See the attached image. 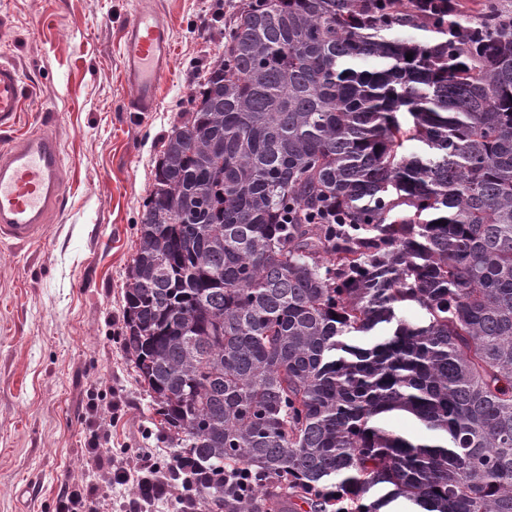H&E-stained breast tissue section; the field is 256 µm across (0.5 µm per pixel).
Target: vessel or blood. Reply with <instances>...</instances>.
<instances>
[{
	"label": "vessel or blood",
	"instance_id": "vessel-or-blood-1",
	"mask_svg": "<svg viewBox=\"0 0 512 512\" xmlns=\"http://www.w3.org/2000/svg\"><path fill=\"white\" fill-rule=\"evenodd\" d=\"M123 32V76L132 90L130 108L149 112L171 62L172 31L156 0H135ZM19 70L0 63V115L20 111ZM64 194L63 160L55 135L35 132L0 152V234L29 243L47 224Z\"/></svg>",
	"mask_w": 512,
	"mask_h": 512
}]
</instances>
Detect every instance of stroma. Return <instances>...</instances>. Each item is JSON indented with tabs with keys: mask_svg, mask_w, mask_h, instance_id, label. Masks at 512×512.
Returning <instances> with one entry per match:
<instances>
[{
	"mask_svg": "<svg viewBox=\"0 0 512 512\" xmlns=\"http://www.w3.org/2000/svg\"><path fill=\"white\" fill-rule=\"evenodd\" d=\"M159 2L172 64L153 111L131 112L120 46L134 0H0V63L26 88L0 150L52 133L65 178L41 238L0 236V512H60L64 489L177 452L123 348V296L161 139L223 53L215 17L238 0Z\"/></svg>",
	"mask_w": 512,
	"mask_h": 512,
	"instance_id": "1",
	"label": "stroma"
}]
</instances>
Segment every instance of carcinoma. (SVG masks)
Masks as SVG:
<instances>
[{
    "label": "carcinoma",
    "mask_w": 512,
    "mask_h": 512,
    "mask_svg": "<svg viewBox=\"0 0 512 512\" xmlns=\"http://www.w3.org/2000/svg\"><path fill=\"white\" fill-rule=\"evenodd\" d=\"M456 9L241 0L163 136L123 345L179 512H512V27L468 41ZM410 29L434 37L386 35ZM392 411L439 440L371 425Z\"/></svg>",
    "instance_id": "carcinoma-1"
}]
</instances>
